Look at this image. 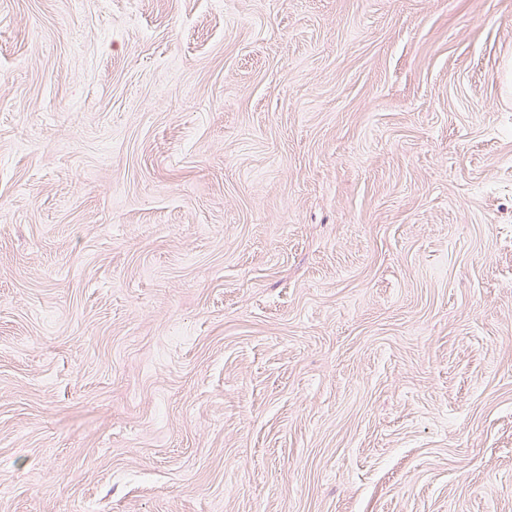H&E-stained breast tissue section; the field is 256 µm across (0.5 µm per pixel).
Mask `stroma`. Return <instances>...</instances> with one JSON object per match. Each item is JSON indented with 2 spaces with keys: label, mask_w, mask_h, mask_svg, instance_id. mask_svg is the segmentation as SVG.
<instances>
[{
  "label": "stroma",
  "mask_w": 512,
  "mask_h": 512,
  "mask_svg": "<svg viewBox=\"0 0 512 512\" xmlns=\"http://www.w3.org/2000/svg\"><path fill=\"white\" fill-rule=\"evenodd\" d=\"M0 512H512V0H0Z\"/></svg>",
  "instance_id": "stroma-1"
}]
</instances>
